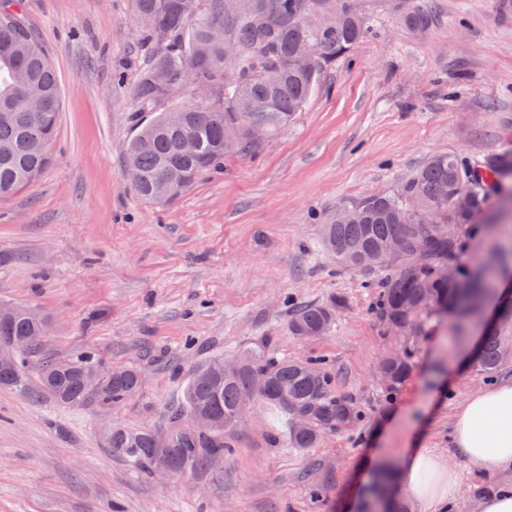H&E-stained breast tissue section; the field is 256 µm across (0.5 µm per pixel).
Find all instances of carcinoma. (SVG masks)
I'll return each instance as SVG.
<instances>
[{"label": "carcinoma", "mask_w": 512, "mask_h": 512, "mask_svg": "<svg viewBox=\"0 0 512 512\" xmlns=\"http://www.w3.org/2000/svg\"><path fill=\"white\" fill-rule=\"evenodd\" d=\"M136 16L148 17L142 47L146 64L134 94L136 133L125 159L137 195L155 205L178 199L204 175L224 167L232 153L260 147L255 128L273 137L302 111L325 70L366 34V22L351 0H134ZM22 0H0V197L34 182L52 162L61 96L55 70L22 20ZM433 21L429 11H410L404 24L414 31ZM168 73L166 86L155 79ZM190 102L158 111L166 100ZM194 143L185 151L182 144ZM512 178V157L487 154L463 159L437 152L399 189L373 194L336 209L322 224L324 249L344 268L375 275V314L381 327L403 339L396 359L385 355L382 392L391 396L410 377L415 352L410 338L432 318H446L459 334L483 320L486 300L512 277V237L482 263L461 260L462 233L496 230L488 223L494 195ZM470 195L458 209L453 200ZM456 274L448 278L444 266ZM346 305L338 295L326 304L293 310L289 332L314 338L328 332ZM0 387L30 400L51 399L64 408L122 405L138 392L133 367L104 371L93 356L68 359L41 353L46 320L25 305H1ZM512 306L499 328L488 331L474 365L489 377L512 361ZM30 340L25 350L14 342ZM41 354L35 376L28 358ZM267 381L260 390L258 377ZM273 406L287 420L286 443L313 448L327 432L351 428L362 411L351 398L336 395L335 377L320 360L294 361L264 350L231 360L212 357L189 372L181 403L169 408L171 428L160 437L149 429L115 426L110 447L141 474L153 475L158 454L167 453L177 476L207 468L232 452L239 418ZM206 413L211 426L192 427L189 416ZM305 421L307 428H297ZM395 472L376 467L372 493L357 512H394Z\"/></svg>", "instance_id": "obj_1"}]
</instances>
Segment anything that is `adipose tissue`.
<instances>
[{
	"label": "adipose tissue",
	"mask_w": 512,
	"mask_h": 512,
	"mask_svg": "<svg viewBox=\"0 0 512 512\" xmlns=\"http://www.w3.org/2000/svg\"><path fill=\"white\" fill-rule=\"evenodd\" d=\"M453 450L486 474L512 470V383L483 389L459 405ZM441 448L411 447L400 458L396 512H445L462 493Z\"/></svg>",
	"instance_id": "1"
}]
</instances>
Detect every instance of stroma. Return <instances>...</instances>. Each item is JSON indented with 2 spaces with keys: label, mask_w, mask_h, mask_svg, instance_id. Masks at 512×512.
<instances>
[{
  "label": "stroma",
  "mask_w": 512,
  "mask_h": 512,
  "mask_svg": "<svg viewBox=\"0 0 512 512\" xmlns=\"http://www.w3.org/2000/svg\"><path fill=\"white\" fill-rule=\"evenodd\" d=\"M353 6L365 37L321 75L288 129L157 206L136 195L124 156L145 62L132 0H24L62 108L49 167L0 198V305L45 316L43 353L88 352L137 368L141 384L108 410L0 389V512H347L377 461L416 437L449 447L458 404L512 382V364L491 378L471 367L449 375L461 340L433 319L411 377L384 398L377 365L395 341L373 314L369 275L318 246L328 214L397 190L432 153L512 152V0ZM426 6L428 28L401 22ZM336 295L346 305L329 333L289 334L294 306ZM258 348L324 358L337 394L360 404L359 426L289 448L271 441L285 432L280 416L260 409L238 426L231 457L179 480L135 474L112 451L116 424L166 434L195 364ZM452 463L462 494L447 512H477L483 494L512 487L511 471Z\"/></svg>",
  "instance_id": "stroma-1"
}]
</instances>
